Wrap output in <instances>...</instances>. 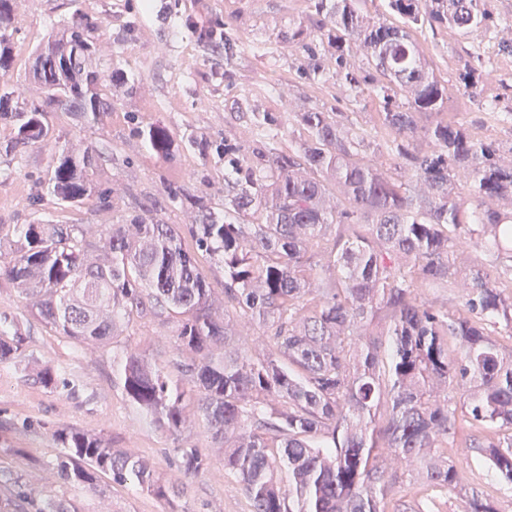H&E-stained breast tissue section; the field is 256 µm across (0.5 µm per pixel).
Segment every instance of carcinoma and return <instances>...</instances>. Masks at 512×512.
<instances>
[{
	"label": "carcinoma",
	"instance_id": "1",
	"mask_svg": "<svg viewBox=\"0 0 512 512\" xmlns=\"http://www.w3.org/2000/svg\"><path fill=\"white\" fill-rule=\"evenodd\" d=\"M364 2L313 0L315 25L336 64L330 74L319 65L313 74L380 100L393 167L368 158L377 145L343 113L318 105L296 113L302 135L278 149L286 133L281 116L244 96L230 111L250 129L249 140L218 143L202 134L181 144L164 124L140 129L164 159L184 145L224 157V213L181 188L169 199L196 209L197 223L184 229L131 212L100 235L102 259L90 256L86 232L70 224H23L8 257L0 250V275L61 336L106 346L134 317L179 316L176 350L189 355L181 377L127 349L117 361L120 384L174 439L195 406L251 512H386L389 462L455 491L463 473L442 449L464 424L500 430L463 444L479 449L512 491V353L497 340H512V165L499 161L502 147L448 119V88L416 39L423 27L466 35L488 29V0H387L396 25L373 21ZM12 12V0H0L3 77L13 62ZM94 31L74 21L39 54L34 75L49 91L47 103L21 106L3 84L0 123L15 130L13 146L50 149L51 169L40 183L48 193L70 204L94 195L111 208L110 192L90 178L95 155L60 144L47 121L53 103L87 121L112 110L98 92L105 74L87 65L97 50ZM356 41L370 50L365 75L346 68ZM205 42L224 44L228 60L238 37L226 26ZM67 50L78 51L77 62L64 61ZM421 128L427 151L415 143ZM185 233L224 266L222 314L185 249ZM476 240L496 249L497 264L463 262ZM441 288L458 289L462 308L450 312L423 299ZM232 313L262 330L272 348L238 338ZM23 359L22 337L0 340V363ZM185 377L198 386L193 400ZM57 438L64 452L54 476L65 484L93 486L109 473L115 483L133 476L167 502L175 493L147 462L99 436L63 428ZM204 465L196 449H181L185 474ZM36 512L78 509L49 497ZM464 512L496 510L473 488Z\"/></svg>",
	"mask_w": 512,
	"mask_h": 512
}]
</instances>
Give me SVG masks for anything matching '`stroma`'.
<instances>
[{
	"label": "stroma",
	"instance_id": "1",
	"mask_svg": "<svg viewBox=\"0 0 512 512\" xmlns=\"http://www.w3.org/2000/svg\"><path fill=\"white\" fill-rule=\"evenodd\" d=\"M165 0H13L11 29L13 64L7 76L19 100L45 101L31 75L32 66L50 33L62 30L74 17L96 27L97 54L91 64L104 73L122 68L129 84L103 82L98 91L112 104L101 121L87 124L58 106H50L49 121L57 136L88 147L98 156L95 179L113 190V208L95 201L79 205L40 196L39 179L52 159L36 145L11 148V126L0 124V240L10 241L18 224H74L82 228L116 223L121 215L147 209L169 224L193 223L192 211L171 204L168 190L183 187L201 196L215 210L224 208V164L181 150L175 160L154 154L137 135V127L166 124L180 140L198 134L211 139L248 138L245 125L225 112L234 98L249 95L262 110L293 121L296 113L319 104L348 113L356 133L382 140L377 99L358 97L335 83L309 78L312 62L290 49L284 37L291 26L312 29V0H179L175 17L160 6ZM496 23L468 38L453 32L423 29L416 37L430 69L448 88L449 117L469 126L487 142L512 143V128L494 123L484 110L488 101L512 108V57L500 51L512 42V0H489ZM229 24L239 38L232 60L224 50L201 41L202 32ZM483 67L485 82L476 92L465 91L460 76ZM232 80H225V73ZM171 318L132 319L114 344L93 348L61 337L31 314L12 283L0 277V338H24L21 365L0 364V512H34L47 497L75 504L80 512H250L245 494L224 470V456L202 419H194L179 440L161 434L125 396L113 368V357L124 349L146 353L158 366L177 374ZM58 370L65 384L44 388L36 367ZM73 427L110 440L113 448L147 461L163 479L181 490L168 503L143 491L134 479L114 483L111 476L97 488L58 482L49 467L61 454L58 429ZM195 448L206 460L199 475L179 467L180 451ZM464 471L466 486H476L498 512H512V492L500 488L495 473L479 452L448 451ZM388 504L410 512H463V496L409 479L403 466L389 469ZM24 475L17 488L13 480Z\"/></svg>",
	"mask_w": 512,
	"mask_h": 512
}]
</instances>
